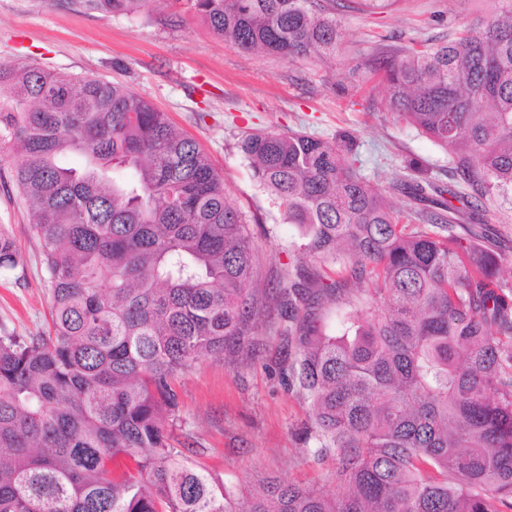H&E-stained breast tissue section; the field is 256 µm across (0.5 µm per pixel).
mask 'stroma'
Returning a JSON list of instances; mask_svg holds the SVG:
<instances>
[{
    "mask_svg": "<svg viewBox=\"0 0 512 512\" xmlns=\"http://www.w3.org/2000/svg\"><path fill=\"white\" fill-rule=\"evenodd\" d=\"M495 0H401L397 10H347L339 21L344 51L336 57L287 59L243 52L212 33L187 9L150 0L132 15L73 10L48 0H0V64L34 61L56 72L121 84L165 112L193 137L223 175L229 203L249 224L258 259L250 292L258 299L257 346L201 360L176 382L172 445L225 486L247 493L275 477L329 492L336 487V453L311 452L310 405L285 371L286 341L267 321L271 296L285 274L309 282L352 279L339 265L299 258L295 225L283 223L239 149L253 131H298L327 140L354 139L360 174L406 210L422 208L416 186L452 189L459 201L478 200L473 218L483 247L512 281V199L478 197L476 186L453 176L452 156L385 104V93L361 66L384 44L415 48L477 26ZM17 157L0 152V225L9 229L20 262L0 271V333L40 334L50 291L30 212L13 172Z\"/></svg>",
    "mask_w": 512,
    "mask_h": 512,
    "instance_id": "obj_1",
    "label": "stroma"
}]
</instances>
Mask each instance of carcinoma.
<instances>
[{
	"label": "carcinoma",
	"instance_id": "cac0c4a2",
	"mask_svg": "<svg viewBox=\"0 0 512 512\" xmlns=\"http://www.w3.org/2000/svg\"><path fill=\"white\" fill-rule=\"evenodd\" d=\"M135 14L149 0H55ZM400 0H170L245 51L336 54L341 10ZM455 39L379 49L386 103L512 192V0ZM31 214L51 311L0 336V512H512V283L451 234L450 203L410 214L362 177L351 137L255 132L239 148L301 256L342 258L353 287L273 295L308 438L336 449V492L271 479L242 502L168 443L178 375L252 345L249 225L197 143L109 82L0 65V149ZM80 155L84 164H67ZM19 256L0 229V270ZM342 311L337 335L313 304Z\"/></svg>",
	"mask_w": 512,
	"mask_h": 512
}]
</instances>
